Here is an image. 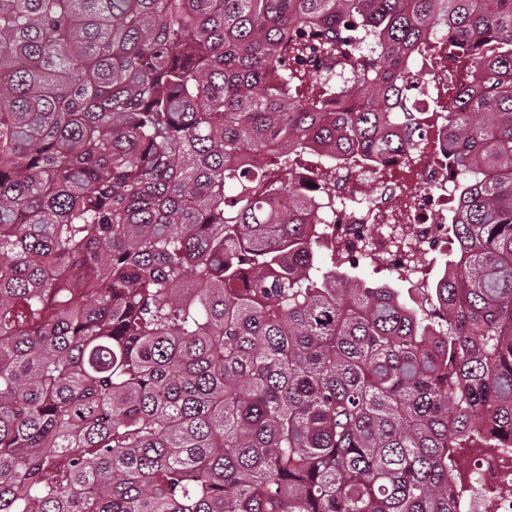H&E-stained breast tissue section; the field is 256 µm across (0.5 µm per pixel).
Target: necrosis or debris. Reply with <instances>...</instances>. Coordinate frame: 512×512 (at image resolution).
<instances>
[{"instance_id":"necrosis-or-debris-1","label":"necrosis or debris","mask_w":512,"mask_h":512,"mask_svg":"<svg viewBox=\"0 0 512 512\" xmlns=\"http://www.w3.org/2000/svg\"><path fill=\"white\" fill-rule=\"evenodd\" d=\"M445 133L440 115L431 114L412 152L386 159L374 171H337L335 202L320 211L319 236L331 253L368 255L391 266L405 287H427L432 268L421 258L446 257L448 202L461 189L437 155ZM463 454L474 465L463 477L471 495L460 512H512V497L496 492L512 477V447L490 454L467 448Z\"/></svg>"}]
</instances>
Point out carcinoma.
Here are the masks:
<instances>
[{"label":"carcinoma","instance_id":"cac0c4a2","mask_svg":"<svg viewBox=\"0 0 512 512\" xmlns=\"http://www.w3.org/2000/svg\"><path fill=\"white\" fill-rule=\"evenodd\" d=\"M444 56L417 299L319 261L312 197ZM511 441L512 0H0V512H456Z\"/></svg>","mask_w":512,"mask_h":512}]
</instances>
